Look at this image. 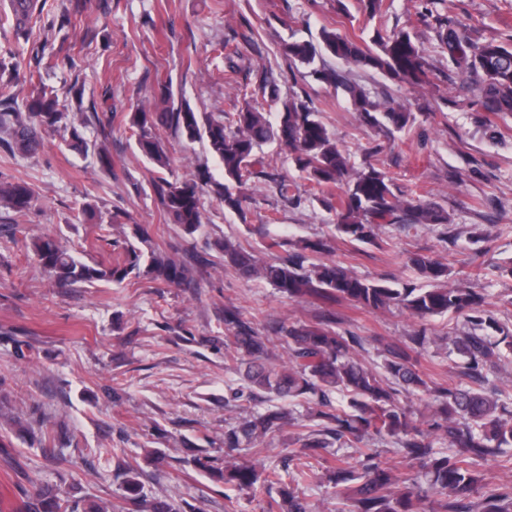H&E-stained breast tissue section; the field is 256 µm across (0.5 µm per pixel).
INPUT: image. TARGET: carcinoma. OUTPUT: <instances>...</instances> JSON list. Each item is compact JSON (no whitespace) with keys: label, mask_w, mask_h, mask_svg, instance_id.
<instances>
[{"label":"carcinoma","mask_w":512,"mask_h":512,"mask_svg":"<svg viewBox=\"0 0 512 512\" xmlns=\"http://www.w3.org/2000/svg\"><path fill=\"white\" fill-rule=\"evenodd\" d=\"M46 0H9L11 27L16 39L29 41L41 21ZM79 0H60V27L76 25L81 16ZM376 48L337 29L321 28L320 43L289 40L282 53L289 63L310 68L315 80L348 94L362 124L402 131L414 117L404 105L391 100L383 90L370 89L349 77L350 69L380 73L414 87L426 78L422 50L413 35L404 30L377 33ZM436 50L446 54L456 68L473 78L470 106L477 112L512 114V42L477 43L456 25L438 23ZM329 54L342 67H318L316 59ZM166 107L153 112L137 107L129 117L137 129L136 144L155 168L169 169V158L156 130L170 128L191 141H200L218 160L224 181L199 169L193 183L157 175L152 179L156 200L169 223L191 235L202 224L198 189L208 187L224 208L242 211L244 185L253 178L273 184L280 198L300 200L297 184L270 171L271 162L258 150L276 142L288 150L298 170L310 183L312 196L334 216L336 235L343 241L370 243L377 231L393 226L410 231L422 226L450 224L448 211L426 194L405 198L396 193L394 177L369 163L355 167L351 155L341 149L336 136L309 100L293 98L272 116L250 105L227 119L208 112H195L175 103L172 83L160 89ZM65 113L59 97L40 89L21 99L12 81L0 83V152L33 157L43 145V133L61 126ZM80 125L70 126L68 147L85 154L89 142ZM341 183L338 195L328 189ZM0 199L17 214L36 206L37 195L24 179L0 182ZM211 247L224 257V266L245 280L260 279L291 301L312 298L323 303L350 300L365 309L386 311L405 308L421 321L454 312L466 317L468 330L448 337L460 357L456 380L431 382L416 366L411 352L423 349L436 338L419 327L409 337L410 345H384L379 352V370L365 365L359 356L365 350L362 337L336 328L330 315L316 325L281 320L263 332L245 319L238 308H224V327L229 335L224 345L230 351L232 368L244 369L251 385L249 406L224 431V461L196 455L192 462L219 473L224 484L239 490H264L270 496V512H312L298 494L300 485L317 478L315 465H325L326 477L340 488L336 512H422L423 503L434 498L436 512H474L472 499L481 498V512H512V486L495 485L472 466V460L495 457L512 448V396L496 384L505 358L512 354V331L486 309V297L461 278L451 284L452 270L437 259L409 252L405 264L431 283L418 288L397 280H367L336 262H313L311 256L333 251L329 238L301 239L290 245L273 240L265 249L280 248L284 254L271 261L229 239ZM40 269L56 283L67 286L98 281L121 284L146 278L164 284H181L189 269L162 252L145 228L134 229L111 265H90L76 258L58 239L41 236L33 243ZM428 392L433 405L427 429L417 428L411 412L400 404L399 393ZM275 395L281 404L256 409ZM306 404L302 415L297 406ZM315 427L291 438L299 449L288 451L283 467L292 470L291 481L281 482L276 472L253 463H240L231 455L242 445L256 456L286 427H298L304 417ZM372 435L393 439L396 452L416 464L426 482L405 477L382 462L372 448L362 452L356 468L333 448L362 443ZM448 439L449 449L438 451L434 441ZM114 477L123 489L122 503L107 505L94 499L71 501L48 488L35 487L26 494L24 512H179L166 500H149L143 494L139 469L117 459Z\"/></svg>","instance_id":"cac0c4a2"}]
</instances>
